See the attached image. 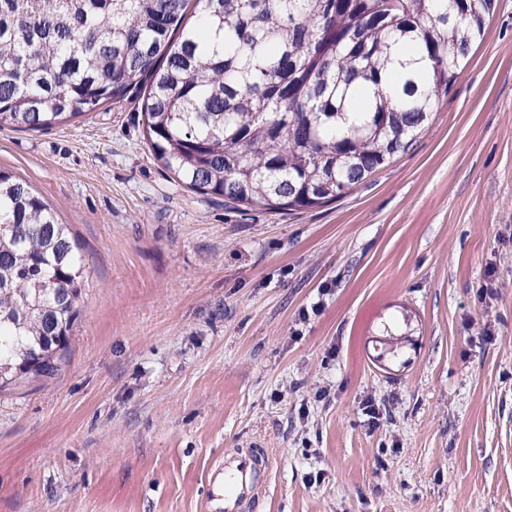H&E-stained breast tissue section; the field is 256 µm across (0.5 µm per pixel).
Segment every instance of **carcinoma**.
Masks as SVG:
<instances>
[{
    "label": "carcinoma",
    "instance_id": "1",
    "mask_svg": "<svg viewBox=\"0 0 512 512\" xmlns=\"http://www.w3.org/2000/svg\"><path fill=\"white\" fill-rule=\"evenodd\" d=\"M494 0H0V129L43 130L132 89L155 159L265 212L349 195L409 151L482 41ZM416 34L426 66L389 82ZM89 271L70 228L0 171V393L52 379ZM410 317L382 325L403 354Z\"/></svg>",
    "mask_w": 512,
    "mask_h": 512
}]
</instances>
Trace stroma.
<instances>
[{
    "label": "stroma",
    "instance_id": "stroma-1",
    "mask_svg": "<svg viewBox=\"0 0 512 512\" xmlns=\"http://www.w3.org/2000/svg\"><path fill=\"white\" fill-rule=\"evenodd\" d=\"M142 97L0 130L91 270L60 374L0 394V512H205L241 449L274 459L253 512H512V0L414 146L323 207L188 189ZM410 327V317L407 315H403L402 322L390 321L384 323L379 336L388 337L387 342L389 343H387V347H384V350L379 354V358H381V356H386L390 360L399 358V356L403 354L404 343L408 341L406 339L408 336H411Z\"/></svg>",
    "mask_w": 512,
    "mask_h": 512
}]
</instances>
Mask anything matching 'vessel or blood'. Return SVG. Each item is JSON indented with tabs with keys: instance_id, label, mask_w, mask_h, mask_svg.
Segmentation results:
<instances>
[{
	"instance_id": "vessel-or-blood-1",
	"label": "vessel or blood",
	"mask_w": 512,
	"mask_h": 512,
	"mask_svg": "<svg viewBox=\"0 0 512 512\" xmlns=\"http://www.w3.org/2000/svg\"><path fill=\"white\" fill-rule=\"evenodd\" d=\"M271 467V458H258L249 450L233 455L210 474L208 512H245L258 499Z\"/></svg>"
}]
</instances>
